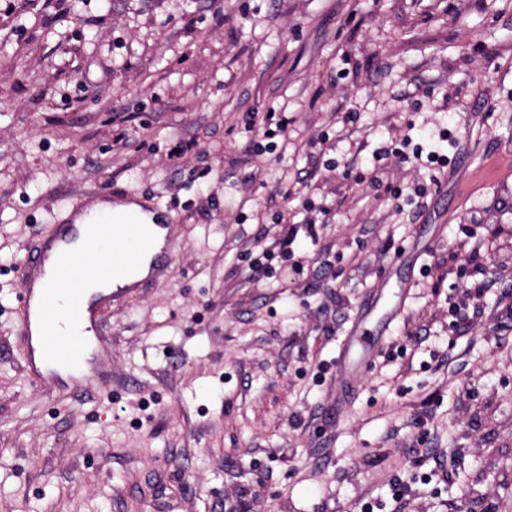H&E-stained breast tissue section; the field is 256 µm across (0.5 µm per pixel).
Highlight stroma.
<instances>
[{
    "instance_id": "stroma-1",
    "label": "stroma",
    "mask_w": 512,
    "mask_h": 512,
    "mask_svg": "<svg viewBox=\"0 0 512 512\" xmlns=\"http://www.w3.org/2000/svg\"><path fill=\"white\" fill-rule=\"evenodd\" d=\"M1 40L0 512H512V0H0ZM407 137L447 171L374 175ZM106 188L175 263L105 309L107 390L30 385L15 269ZM365 310L353 322L342 347L341 362L336 369V396L344 399L350 393V370L355 367H367L376 349L375 338L364 327Z\"/></svg>"
}]
</instances>
